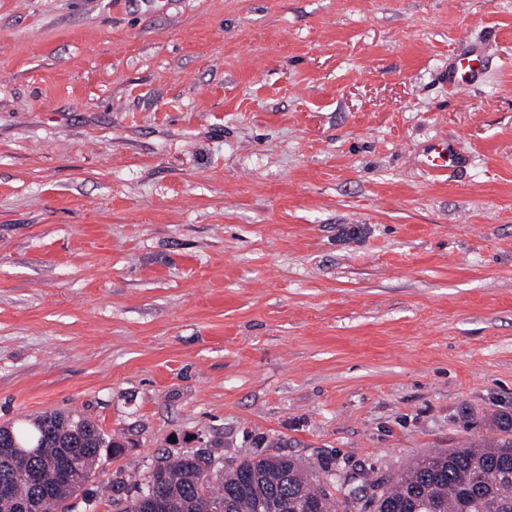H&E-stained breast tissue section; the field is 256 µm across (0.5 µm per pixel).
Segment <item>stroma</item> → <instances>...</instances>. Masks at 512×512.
<instances>
[{
	"label": "stroma",
	"instance_id": "1",
	"mask_svg": "<svg viewBox=\"0 0 512 512\" xmlns=\"http://www.w3.org/2000/svg\"><path fill=\"white\" fill-rule=\"evenodd\" d=\"M481 83L442 79L462 35ZM432 137L467 168L413 162ZM368 497L512 414V0H0V424Z\"/></svg>",
	"mask_w": 512,
	"mask_h": 512
}]
</instances>
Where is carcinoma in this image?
I'll return each mask as SVG.
<instances>
[{
	"label": "carcinoma",
	"instance_id": "carcinoma-1",
	"mask_svg": "<svg viewBox=\"0 0 512 512\" xmlns=\"http://www.w3.org/2000/svg\"><path fill=\"white\" fill-rule=\"evenodd\" d=\"M16 443L29 452L27 463L50 479L43 493L24 477V471L0 459V484L11 486L14 505L37 502L42 512H68L67 501L94 474L103 450L119 453L123 444L92 420L62 412H47L17 424L0 426V443ZM75 455L84 471L73 473L63 465ZM211 459L184 452L161 458L149 467L141 493L153 488L160 512H354L357 497L340 500L313 470L287 456H256L222 473L210 469ZM374 512H512V440L468 442L412 463L392 483L372 484Z\"/></svg>",
	"mask_w": 512,
	"mask_h": 512
}]
</instances>
